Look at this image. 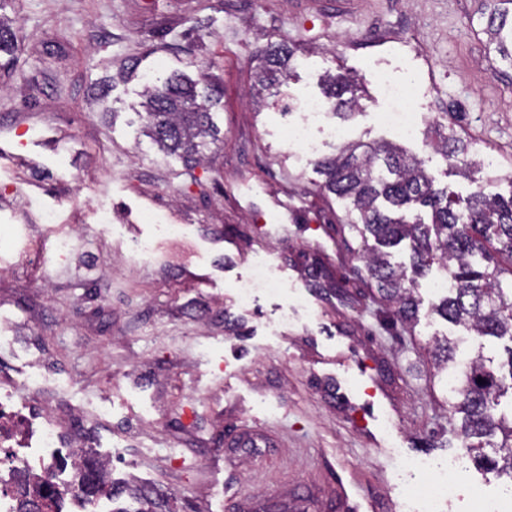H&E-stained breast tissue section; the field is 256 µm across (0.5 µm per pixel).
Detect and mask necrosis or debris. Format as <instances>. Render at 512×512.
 Returning a JSON list of instances; mask_svg holds the SVG:
<instances>
[{"label": "necrosis or debris", "instance_id": "necrosis-or-debris-1", "mask_svg": "<svg viewBox=\"0 0 512 512\" xmlns=\"http://www.w3.org/2000/svg\"><path fill=\"white\" fill-rule=\"evenodd\" d=\"M387 111L379 113V120L401 139L411 140L418 136L426 121L424 113L412 111L409 106V87L394 83L388 78L380 80ZM326 128L336 142H343L345 129L332 122L327 102L314 99L305 107L302 120L291 128L289 140L299 146L298 160H307L317 146L312 138L314 127ZM82 443L80 431L63 433L59 423L39 415L21 399L12 385L0 386V448L6 458L0 462V512H17V485L28 482H47L64 487L67 494L86 508L84 494L75 482L73 464H61L68 446ZM416 469L433 472L431 481L414 487L403 503V512H441L443 504L457 494L459 468L456 461L446 465H434L429 460L415 461Z\"/></svg>", "mask_w": 512, "mask_h": 512}]
</instances>
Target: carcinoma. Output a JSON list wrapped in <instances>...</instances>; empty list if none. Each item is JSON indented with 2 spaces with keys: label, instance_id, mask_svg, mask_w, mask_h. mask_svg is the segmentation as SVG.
<instances>
[{
  "label": "carcinoma",
  "instance_id": "obj_1",
  "mask_svg": "<svg viewBox=\"0 0 512 512\" xmlns=\"http://www.w3.org/2000/svg\"><path fill=\"white\" fill-rule=\"evenodd\" d=\"M16 43L15 32L0 20V51L9 53ZM294 54L289 46H266L257 81L265 87L285 83ZM362 89L359 76L327 75L324 94L332 115L352 118ZM217 93L206 75L192 79L173 72L159 86L145 84L146 134L160 151L187 163L197 160L217 141L211 114ZM435 149L457 159L462 172L473 166L464 142L448 134L445 125ZM315 167L323 176L322 188L355 215L349 227L360 239V259L397 321L410 324L417 319L423 299L416 277L436 263L450 287L429 303L430 314L481 337L512 339V197L505 199L479 184L467 197L454 198L436 184L423 160L394 142H344ZM404 242L410 250L408 268L392 262L389 252ZM507 353L505 378L498 375L493 359L481 353L465 371L456 372L455 348L446 337L430 349L434 367L455 374L448 413L461 416L460 435L468 452L483 468L506 471L512 480V415L496 413L500 398L512 390V346ZM480 378L485 383H478ZM77 480L89 501L103 486V468L88 455ZM58 497L51 485L39 487L34 495L38 512H57Z\"/></svg>",
  "mask_w": 512,
  "mask_h": 512
}]
</instances>
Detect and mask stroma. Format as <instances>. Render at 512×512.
<instances>
[{"label": "stroma", "instance_id": "stroma-1", "mask_svg": "<svg viewBox=\"0 0 512 512\" xmlns=\"http://www.w3.org/2000/svg\"><path fill=\"white\" fill-rule=\"evenodd\" d=\"M483 0H0L18 32L0 53V145L15 128L44 139L0 171V356L35 409L80 413L84 444L111 456L114 512H343L339 487L400 512L429 473L406 465L460 458V497L506 481L466 456L428 348L447 337L458 363L480 340L420 311L391 308L345 231L344 203L289 146L324 73L364 79L351 140L392 139L374 78L419 87L417 111L492 158L512 195V66L488 48ZM294 46L280 87L255 82L268 42ZM212 76L219 140L187 165L142 134L144 75ZM407 141L441 187L472 182L430 146ZM111 218L108 230L101 215ZM134 224L152 225L135 260ZM164 224L182 229L172 239ZM73 246L59 256V239ZM243 306L239 289L256 280ZM345 287H338V280ZM365 377L385 406L378 446L350 419L337 382Z\"/></svg>", "mask_w": 512, "mask_h": 512}]
</instances>
